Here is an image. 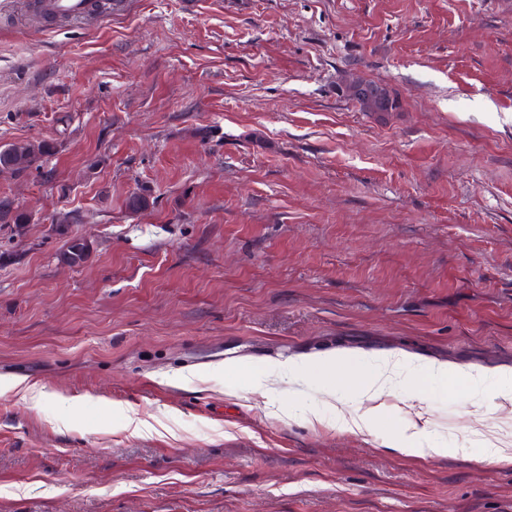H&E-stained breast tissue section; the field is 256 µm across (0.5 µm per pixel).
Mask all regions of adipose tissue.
Returning <instances> with one entry per match:
<instances>
[{"mask_svg": "<svg viewBox=\"0 0 512 512\" xmlns=\"http://www.w3.org/2000/svg\"><path fill=\"white\" fill-rule=\"evenodd\" d=\"M452 375L463 378L474 393H490L500 408L512 406V372L492 374L479 367L462 369L399 351L373 353L359 363L340 352L291 357L257 373L253 391L269 397L278 393L283 384L299 386L311 379L318 380L337 426L369 432L385 415V398L394 388L408 382H444ZM340 383L352 390L354 403L337 398L336 386Z\"/></svg>", "mask_w": 512, "mask_h": 512, "instance_id": "ef3b65f1", "label": "adipose tissue"}]
</instances>
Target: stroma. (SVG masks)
<instances>
[{
	"instance_id": "35a3bbf8",
	"label": "stroma",
	"mask_w": 512,
	"mask_h": 512,
	"mask_svg": "<svg viewBox=\"0 0 512 512\" xmlns=\"http://www.w3.org/2000/svg\"><path fill=\"white\" fill-rule=\"evenodd\" d=\"M352 79L398 109L361 111ZM40 141V170H0L29 216L0 224V386L42 389L0 393V512H512L483 446L512 448V413L457 378L397 388L372 432L317 384L251 387L336 350L512 371V0H115L52 25L0 0V145ZM415 401L436 455L382 445ZM88 249V243L84 238H70L61 253V260L70 266H80L86 259Z\"/></svg>"
}]
</instances>
